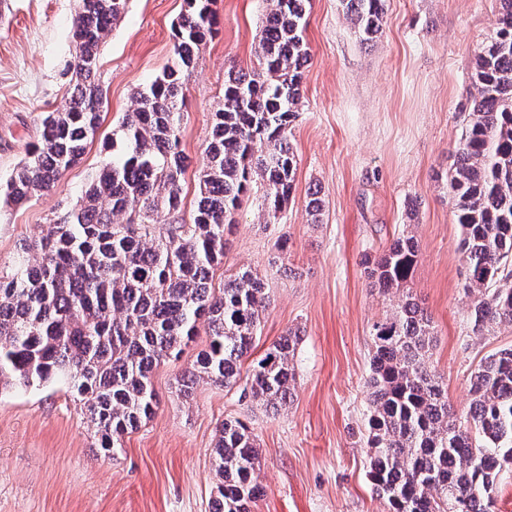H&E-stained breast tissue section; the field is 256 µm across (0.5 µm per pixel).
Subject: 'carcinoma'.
Here are the masks:
<instances>
[{
    "instance_id": "obj_1",
    "label": "carcinoma",
    "mask_w": 512,
    "mask_h": 512,
    "mask_svg": "<svg viewBox=\"0 0 512 512\" xmlns=\"http://www.w3.org/2000/svg\"><path fill=\"white\" fill-rule=\"evenodd\" d=\"M127 2L80 0L63 101L41 114V138L0 187V202L24 205L81 162L100 125V49ZM266 2L258 67L229 73L222 107L212 113L192 222L159 227L161 214L183 205L182 77L215 33L214 0H186L171 65L137 91L123 118L121 155L104 161L82 195L24 245L15 269L0 274V391L67 377L108 455L154 415V369L178 359L200 329L208 349L176 379L177 391L187 398L201 382L236 385L270 304L263 278L247 267L213 286L224 266V232L245 196L263 189L270 223L294 190L290 132L303 98L310 0ZM342 2L364 40L382 30L384 0ZM500 4L493 36L478 52L472 110L448 170L476 337L512 327V0ZM417 258L414 237L403 235L365 260V274L387 295L411 279ZM370 335L365 447L376 494L389 512H494L500 475L512 466V347L480 360L469 379L471 402L458 415L428 363L431 317L412 295L374 322ZM299 340L290 330L273 342L251 365L243 392L275 409L285 405ZM213 452V512H250L261 491L256 437L227 417Z\"/></svg>"
}]
</instances>
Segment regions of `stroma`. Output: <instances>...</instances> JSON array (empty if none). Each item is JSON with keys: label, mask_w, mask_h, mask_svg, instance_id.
Returning <instances> with one entry per match:
<instances>
[{"label": "stroma", "mask_w": 512, "mask_h": 512, "mask_svg": "<svg viewBox=\"0 0 512 512\" xmlns=\"http://www.w3.org/2000/svg\"><path fill=\"white\" fill-rule=\"evenodd\" d=\"M80 0H0V182L24 159L40 113L60 103ZM219 32L183 76L181 143L192 163L183 179L189 221L197 170L228 71L256 63L264 0H217ZM185 0H129L100 51L106 91L99 132L55 189L22 207H0V271L46 230L60 204L75 201L112 154L138 88L160 76L173 54ZM497 0H384L381 32L364 40L342 0H311L304 38L310 59L292 128L293 199L266 222L260 198L244 200L228 236L224 274L241 266L263 277L270 296L252 350L260 357L300 329L294 395L280 409L242 385L199 384L175 392L209 338L196 336L175 362L153 373L155 415L105 456L83 404L66 380L0 392V512H212L218 476L212 448L225 417L259 444L262 493L251 512H388L368 476L364 440L370 408V327L402 298L371 288L364 255L409 234L418 261L407 287L437 330L429 363L457 411L469 404L480 359L512 345V327L474 337L462 291L456 201L448 189L452 154L467 123L479 48L493 33ZM325 207L305 211L310 193ZM284 252H277V243ZM281 254L284 264L270 259Z\"/></svg>", "instance_id": "obj_1"}]
</instances>
